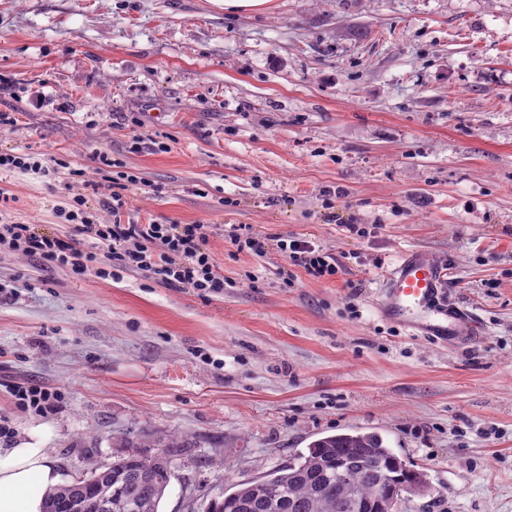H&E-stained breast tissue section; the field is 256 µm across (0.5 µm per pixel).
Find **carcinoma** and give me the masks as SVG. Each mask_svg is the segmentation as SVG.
Segmentation results:
<instances>
[{"instance_id":"cac0c4a2","label":"carcinoma","mask_w":512,"mask_h":512,"mask_svg":"<svg viewBox=\"0 0 512 512\" xmlns=\"http://www.w3.org/2000/svg\"><path fill=\"white\" fill-rule=\"evenodd\" d=\"M125 453L108 466L89 469V481L71 482L45 493L44 512H69L75 498L96 499L103 473L112 481V502L105 512H159L172 477L173 458L186 439L170 435L157 441L160 451L144 456L128 435L120 437ZM405 487L426 488V475L408 468L376 432L319 438L296 461L238 488L212 504L209 512H384L391 493Z\"/></svg>"}]
</instances>
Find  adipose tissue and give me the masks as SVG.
<instances>
[{
    "label": "adipose tissue",
    "mask_w": 512,
    "mask_h": 512,
    "mask_svg": "<svg viewBox=\"0 0 512 512\" xmlns=\"http://www.w3.org/2000/svg\"><path fill=\"white\" fill-rule=\"evenodd\" d=\"M61 481L47 449L0 448V512H42L45 492Z\"/></svg>",
    "instance_id": "obj_1"
}]
</instances>
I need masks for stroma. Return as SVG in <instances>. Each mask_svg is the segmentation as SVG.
I'll list each match as a JSON object with an SVG mask.
<instances>
[{
	"mask_svg": "<svg viewBox=\"0 0 512 512\" xmlns=\"http://www.w3.org/2000/svg\"><path fill=\"white\" fill-rule=\"evenodd\" d=\"M6 221L59 217L99 155L138 178L136 224H207L224 291L140 271L75 275L0 245V448L47 449L64 482L173 434L161 512L282 468L321 437L379 433L425 494L400 512H512V0H0ZM233 224L312 241L317 280ZM367 228L364 237L349 225ZM447 264L484 324L468 346L412 335L376 298L403 253ZM56 391L45 413L13 388ZM211 4L224 10V14L247 15L262 13L272 7L273 0H209Z\"/></svg>",
	"mask_w": 512,
	"mask_h": 512,
	"instance_id": "35a3bbf8",
	"label": "stroma"
}]
</instances>
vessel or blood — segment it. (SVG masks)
<instances>
[{
    "label": "vessel or blood",
    "instance_id": "b4317fda",
    "mask_svg": "<svg viewBox=\"0 0 512 512\" xmlns=\"http://www.w3.org/2000/svg\"><path fill=\"white\" fill-rule=\"evenodd\" d=\"M445 264L423 250L406 252L385 275L380 314L412 334L458 345L481 332L478 318L449 301Z\"/></svg>",
    "mask_w": 512,
    "mask_h": 512
}]
</instances>
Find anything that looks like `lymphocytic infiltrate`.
I'll list each match as a JSON object with an SVG mask.
<instances>
[{"label": "lymphocytic infiltrate", "mask_w": 512, "mask_h": 512, "mask_svg": "<svg viewBox=\"0 0 512 512\" xmlns=\"http://www.w3.org/2000/svg\"><path fill=\"white\" fill-rule=\"evenodd\" d=\"M135 181V175L120 171L105 177L100 184L99 203L111 213V223H93L85 211L86 198L77 195L71 208L63 213L65 220L74 224L75 234L48 235L31 224L1 223L0 242L48 262L70 263L74 273L82 276L89 272L91 260L80 247L85 239L94 248L105 251L109 260L156 275L167 286L222 292L223 271L206 248L207 225L123 222L122 216L129 206L126 191ZM227 238L237 251L256 257L266 256L270 248H277L292 265L316 279L336 276L340 269L335 256L308 240L262 233L248 224L232 226Z\"/></svg>", "instance_id": "f902f5d3"}]
</instances>
